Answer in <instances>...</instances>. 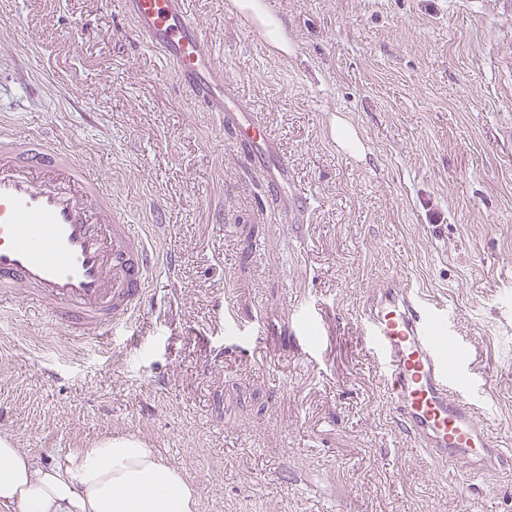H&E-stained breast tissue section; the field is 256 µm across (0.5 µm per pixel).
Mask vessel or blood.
<instances>
[{
    "mask_svg": "<svg viewBox=\"0 0 512 512\" xmlns=\"http://www.w3.org/2000/svg\"><path fill=\"white\" fill-rule=\"evenodd\" d=\"M135 34L159 52L191 101L219 113L243 145L281 223L295 224L306 195L257 113L217 65L190 0H121ZM156 251L112 192L70 151L43 138L0 132V297L22 295L63 330L111 335L136 323L150 292ZM395 420L439 468H494L505 442L471 389L460 388L440 349L449 322L418 289L386 278L361 309Z\"/></svg>",
    "mask_w": 512,
    "mask_h": 512,
    "instance_id": "vessel-or-blood-1",
    "label": "vessel or blood"
}]
</instances>
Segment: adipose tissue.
<instances>
[{
  "label": "adipose tissue",
  "instance_id": "obj_1",
  "mask_svg": "<svg viewBox=\"0 0 512 512\" xmlns=\"http://www.w3.org/2000/svg\"><path fill=\"white\" fill-rule=\"evenodd\" d=\"M197 512L191 482L132 435L106 436L45 467L0 435V512Z\"/></svg>",
  "mask_w": 512,
  "mask_h": 512
}]
</instances>
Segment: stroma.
Segmentation results:
<instances>
[{"instance_id":"1","label":"stroma","mask_w":512,"mask_h":512,"mask_svg":"<svg viewBox=\"0 0 512 512\" xmlns=\"http://www.w3.org/2000/svg\"><path fill=\"white\" fill-rule=\"evenodd\" d=\"M190 7L307 221L279 222L233 133L115 0H0V122L104 180L155 242L167 300L105 344L1 300L0 435L47 467L137 436L197 512H512V457L462 476L395 427L359 323L390 276L453 311L461 379L512 429V6L272 0L284 52L228 0Z\"/></svg>"}]
</instances>
